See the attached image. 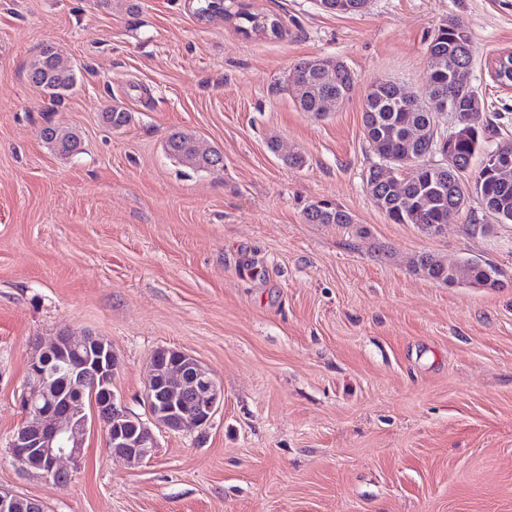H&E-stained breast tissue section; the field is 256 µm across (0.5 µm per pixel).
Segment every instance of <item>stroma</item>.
Returning a JSON list of instances; mask_svg holds the SVG:
<instances>
[{
	"label": "stroma",
	"instance_id": "35a3bbf8",
	"mask_svg": "<svg viewBox=\"0 0 512 512\" xmlns=\"http://www.w3.org/2000/svg\"><path fill=\"white\" fill-rule=\"evenodd\" d=\"M241 2L281 32L199 21L190 0H0V487L46 512H512V223L475 199L437 235L391 223L363 185L361 121L372 84L427 99V46L452 20L472 39L477 122L512 140V92L489 75L512 52V0ZM47 44L78 77L59 102L28 78ZM317 56L354 75L320 118L287 86ZM114 106L132 116L117 130ZM51 122L81 153L48 147ZM175 131L223 169L171 158ZM319 200L352 223H306ZM423 253L492 263L501 284L430 280ZM62 332L111 342L139 416L161 347L199 359L224 403L205 429L158 432L139 466L94 430L66 486L22 471L16 390Z\"/></svg>",
	"mask_w": 512,
	"mask_h": 512
}]
</instances>
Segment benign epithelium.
<instances>
[{"label":"benign epithelium","instance_id":"obj_1","mask_svg":"<svg viewBox=\"0 0 512 512\" xmlns=\"http://www.w3.org/2000/svg\"><path fill=\"white\" fill-rule=\"evenodd\" d=\"M117 369L111 344L99 336L63 333L38 346L19 388L22 423L8 445L15 464L27 471L37 468L43 479L66 485L96 421L112 455L139 465L158 448L154 429L205 427L224 400V390L193 355L178 349L174 360L163 363L154 353L145 391L149 421L139 420L112 390ZM87 390L93 398L90 415L82 403ZM22 501L33 512H43L39 500L0 488V512H15Z\"/></svg>","mask_w":512,"mask_h":512}]
</instances>
